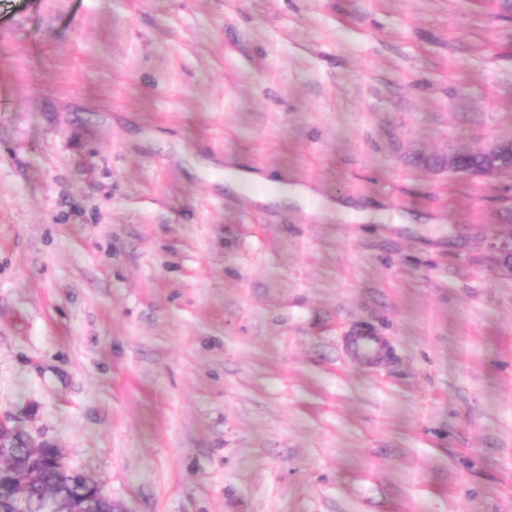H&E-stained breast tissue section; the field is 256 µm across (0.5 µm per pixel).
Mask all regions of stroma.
<instances>
[{
	"label": "stroma",
	"mask_w": 512,
	"mask_h": 512,
	"mask_svg": "<svg viewBox=\"0 0 512 512\" xmlns=\"http://www.w3.org/2000/svg\"><path fill=\"white\" fill-rule=\"evenodd\" d=\"M505 139L512 0H0V413L121 512H512ZM461 155H478L482 159V167L478 173L458 169L472 175L491 177L503 170L512 169V163L508 165L507 159L511 156L512 161V140L497 141L490 146H478L466 152L457 153L448 158V166H454L455 160ZM489 248L499 257V264L512 272V228L505 235L495 236L489 242Z\"/></svg>",
	"instance_id": "35a3bbf8"
}]
</instances>
